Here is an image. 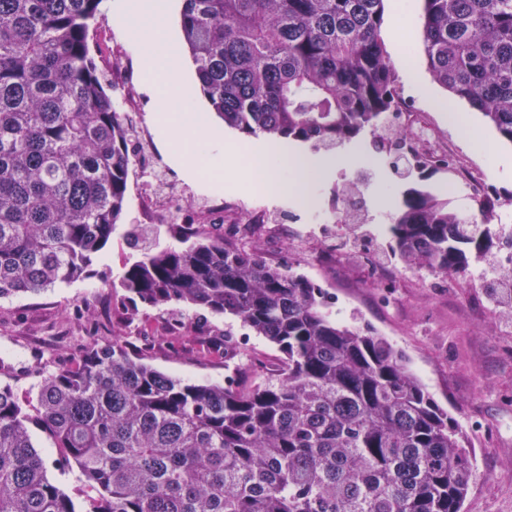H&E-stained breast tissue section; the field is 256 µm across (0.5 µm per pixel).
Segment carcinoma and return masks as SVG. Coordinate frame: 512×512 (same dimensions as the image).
<instances>
[{
  "label": "carcinoma",
  "instance_id": "cac0c4a2",
  "mask_svg": "<svg viewBox=\"0 0 512 512\" xmlns=\"http://www.w3.org/2000/svg\"><path fill=\"white\" fill-rule=\"evenodd\" d=\"M384 0H183L199 89L247 137L331 151L399 111L379 36ZM433 80L512 144V0H424ZM102 0H0V298L91 274L123 218L129 130L89 45ZM391 215L404 267L468 275L481 221L404 177ZM120 280L119 322L176 305L239 320L283 366L246 389L143 362L119 333L41 369L34 413L0 384V512H80L48 477L38 425L81 472L87 512H463L468 438L385 337L333 315L325 291L224 239L176 224Z\"/></svg>",
  "mask_w": 512,
  "mask_h": 512
}]
</instances>
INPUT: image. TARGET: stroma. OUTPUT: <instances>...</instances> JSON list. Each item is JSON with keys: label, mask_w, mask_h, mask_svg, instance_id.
<instances>
[{"label": "stroma", "mask_w": 512, "mask_h": 512, "mask_svg": "<svg viewBox=\"0 0 512 512\" xmlns=\"http://www.w3.org/2000/svg\"><path fill=\"white\" fill-rule=\"evenodd\" d=\"M404 4L407 35L394 46L388 31L380 38L394 65L420 44L424 0H385V10ZM100 70L109 64L123 69L135 88L138 121L143 137H131L130 152L150 147L158 159L156 172L130 176L126 213L112 241L94 267L91 277L51 288L37 295L0 299V360L9 363L12 375L0 374V383L25 392L36 387L42 357L53 366L69 364L73 347L94 336L111 341L118 329L124 291L118 283L139 251L128 238L131 226L159 229L160 245L171 244L170 224L196 223L199 214L216 199H239L246 210L262 217L263 226L237 237V244L257 252L267 261L291 266L319 284L332 302L337 318L384 336L401 350L412 372L449 415L466 432L476 470L463 507L464 512H512V317L508 316L482 284L403 268L392 253L379 225L389 222L402 182L387 166L400 158L407 136L402 121H389L384 158H377L371 134L339 148V155L356 152L360 161L338 169L324 168V152L309 151L318 180L312 188L321 210L335 206L334 192L343 183L363 190L355 211L358 223L342 227L308 215L300 199L274 192L257 198L253 185L240 179L232 164L224 177L213 181L178 163L156 126L158 102L149 90V79L138 47L131 41L123 20L108 15L106 24L90 29ZM423 95L398 73L395 89L407 112H417L467 163L471 179L437 172L426 181L463 209L480 200H495L497 216L512 215V144L487 126L478 112H469L482 134L481 147L461 139L437 110L434 97L444 89L430 83ZM305 226V239L295 230ZM168 308H146L139 315L133 345L147 346V362L174 376L200 383H220L234 375L236 382L252 383L258 372H274L282 354L261 337L250 338L246 348L237 340L247 330L240 321L190 307L178 309L185 324L183 337L174 343L162 340ZM33 441L46 460L48 474L78 507H86L87 490L78 472L64 468L51 441L33 428Z\"/></svg>", "instance_id": "1"}]
</instances>
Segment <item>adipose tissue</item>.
Wrapping results in <instances>:
<instances>
[{
  "mask_svg": "<svg viewBox=\"0 0 512 512\" xmlns=\"http://www.w3.org/2000/svg\"><path fill=\"white\" fill-rule=\"evenodd\" d=\"M116 12L142 50L144 66L156 88L159 124L181 161L194 162L196 147L201 143L223 151V131L213 123L210 113L194 105L195 92L180 59L168 0H117ZM258 148L269 159L268 179L274 189L303 196L304 181L297 169L304 163V156L284 143L262 142ZM284 169L293 171L290 181L281 180L279 173Z\"/></svg>",
  "mask_w": 512,
  "mask_h": 512,
  "instance_id": "ef3b65f1",
  "label": "adipose tissue"
}]
</instances>
